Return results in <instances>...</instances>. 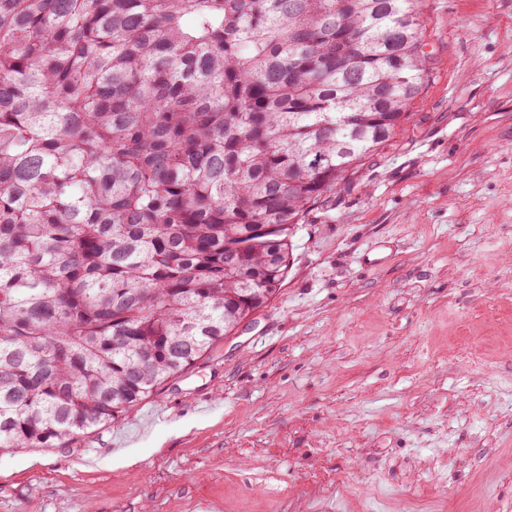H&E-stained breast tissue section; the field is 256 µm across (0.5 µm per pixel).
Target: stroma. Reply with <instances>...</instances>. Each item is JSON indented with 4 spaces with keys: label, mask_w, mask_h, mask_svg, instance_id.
I'll return each mask as SVG.
<instances>
[{
    "label": "stroma",
    "mask_w": 512,
    "mask_h": 512,
    "mask_svg": "<svg viewBox=\"0 0 512 512\" xmlns=\"http://www.w3.org/2000/svg\"><path fill=\"white\" fill-rule=\"evenodd\" d=\"M418 7L431 74L272 299L118 422L0 451V512H512V0Z\"/></svg>",
    "instance_id": "1"
}]
</instances>
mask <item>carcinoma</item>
<instances>
[{
	"instance_id": "carcinoma-1",
	"label": "carcinoma",
	"mask_w": 512,
	"mask_h": 512,
	"mask_svg": "<svg viewBox=\"0 0 512 512\" xmlns=\"http://www.w3.org/2000/svg\"><path fill=\"white\" fill-rule=\"evenodd\" d=\"M422 36L417 0H0V451L118 421L264 307Z\"/></svg>"
}]
</instances>
